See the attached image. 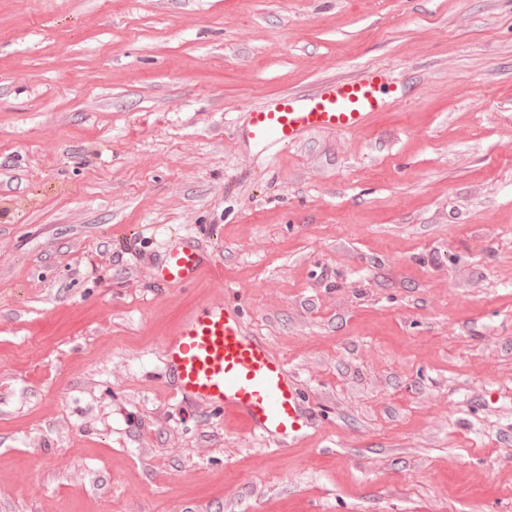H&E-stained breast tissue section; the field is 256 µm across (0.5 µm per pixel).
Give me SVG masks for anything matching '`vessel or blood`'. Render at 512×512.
Listing matches in <instances>:
<instances>
[{"mask_svg":"<svg viewBox=\"0 0 512 512\" xmlns=\"http://www.w3.org/2000/svg\"><path fill=\"white\" fill-rule=\"evenodd\" d=\"M397 96L385 71L329 80L283 92L254 107L241 130L248 145L281 150L314 131L351 132L388 111ZM216 263L190 237L171 238L156 279L191 284ZM161 374L183 401L205 402L225 424L255 436L274 451L297 447L315 429L296 375L267 341L248 330L239 305H189L161 342Z\"/></svg>","mask_w":512,"mask_h":512,"instance_id":"1","label":"vessel or blood"}]
</instances>
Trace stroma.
Returning a JSON list of instances; mask_svg holds the SVG:
<instances>
[{
	"label": "stroma",
	"instance_id": "1",
	"mask_svg": "<svg viewBox=\"0 0 512 512\" xmlns=\"http://www.w3.org/2000/svg\"><path fill=\"white\" fill-rule=\"evenodd\" d=\"M365 68L363 129L240 139ZM175 235L216 269L157 284ZM200 299L298 376L297 448L165 384ZM0 512H512V0H0Z\"/></svg>",
	"mask_w": 512,
	"mask_h": 512
}]
</instances>
